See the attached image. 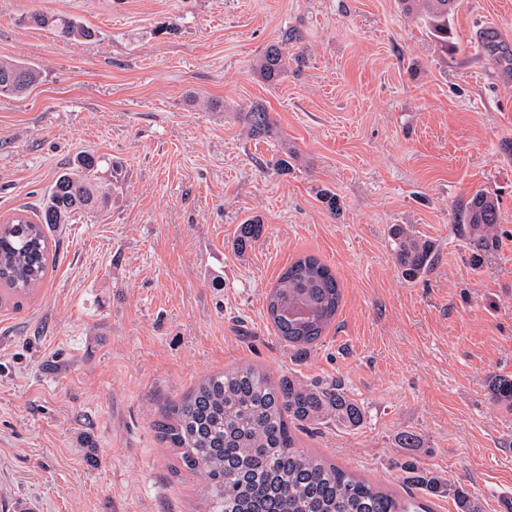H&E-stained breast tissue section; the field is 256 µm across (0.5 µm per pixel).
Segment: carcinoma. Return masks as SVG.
Returning a JSON list of instances; mask_svg holds the SVG:
<instances>
[{
  "label": "carcinoma",
  "mask_w": 512,
  "mask_h": 512,
  "mask_svg": "<svg viewBox=\"0 0 512 512\" xmlns=\"http://www.w3.org/2000/svg\"><path fill=\"white\" fill-rule=\"evenodd\" d=\"M417 12L425 28L448 37V17L456 0H402ZM30 23L53 29L68 40L92 39L96 32L66 16L35 13ZM286 71L281 48L269 46L260 66L262 79L273 84ZM40 72L14 60L0 59V95L22 96ZM259 132L269 124L261 106L248 113ZM102 157L77 156L55 178L40 206L22 208L0 225V286L23 298L42 285L50 255L48 229L66 224L79 212L106 209L112 201V179L100 176ZM499 223L496 198L477 192L464 208L458 232L477 251L495 243L490 231ZM262 224L241 225L237 248L257 239ZM394 257L409 279L434 261L430 244L397 226ZM341 288L320 259H296L279 276L267 296V314L277 335L307 355L333 322ZM490 399L512 411V378L494 376ZM361 406L338 383L315 386L292 378L274 379L251 365L208 375L179 401L168 405L153 423L160 443L173 449L174 473L186 472L201 481L205 512H431L413 494L400 496L299 447L296 432L319 425L357 429L364 424ZM403 482L421 486L426 494L444 497L449 488L437 475L404 466ZM459 512H482L481 501L454 491Z\"/></svg>",
  "instance_id": "cac0c4a2"
}]
</instances>
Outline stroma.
Instances as JSON below:
<instances>
[{"label": "stroma", "mask_w": 512, "mask_h": 512, "mask_svg": "<svg viewBox=\"0 0 512 512\" xmlns=\"http://www.w3.org/2000/svg\"><path fill=\"white\" fill-rule=\"evenodd\" d=\"M35 12L96 36L65 41ZM274 44L288 69L269 85ZM0 58L40 72L0 95V219L80 153L122 161L111 208L55 227L37 291L0 289V500L195 512L200 480L172 473L153 422L250 364L363 406V426L302 448L394 491L409 461L483 512L512 507V411L487 386L512 377V0H458L444 42L400 0H0ZM478 190L499 204L479 254L455 227ZM254 217L262 236L238 251ZM396 224L435 253L413 281ZM304 254L342 299L299 357L266 298ZM285 71V56L281 48L277 45L269 46L260 66L262 79L269 84H274L281 79Z\"/></svg>", "instance_id": "stroma-1"}]
</instances>
